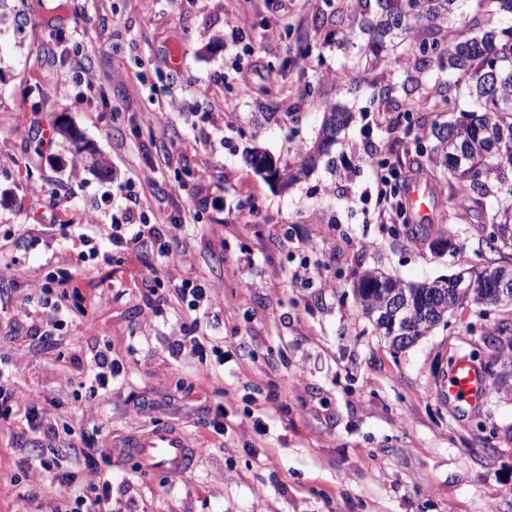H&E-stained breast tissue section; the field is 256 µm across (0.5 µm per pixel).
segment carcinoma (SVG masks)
<instances>
[{
  "instance_id": "cac0c4a2",
  "label": "carcinoma",
  "mask_w": 512,
  "mask_h": 512,
  "mask_svg": "<svg viewBox=\"0 0 512 512\" xmlns=\"http://www.w3.org/2000/svg\"><path fill=\"white\" fill-rule=\"evenodd\" d=\"M471 0H357L353 14L336 15V30L343 40L365 37L361 51L377 60L389 57L391 39L408 42L406 55L397 59L404 68L417 71L437 66L466 82L475 109L464 110L451 120L431 123L416 141L428 147L416 151L417 167L440 168L460 190L453 209L483 228L500 226V238H482L492 254L512 248V0H477V7L497 20L494 27L473 29L465 6ZM456 24L466 29L462 41L441 37L444 28ZM383 105L403 107L408 121L423 100L418 79L408 73L399 81L378 90ZM350 114L334 108L324 113L322 135L332 141L348 124ZM478 287L467 302L485 307H512V288L498 301L491 298L493 281L486 268H468ZM352 290L362 314L390 347H396L393 319L403 310L412 335H428L462 303L455 301L456 289L437 287V281L405 283L391 276L366 270L353 281Z\"/></svg>"
}]
</instances>
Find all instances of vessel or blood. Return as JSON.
Returning a JSON list of instances; mask_svg holds the SVG:
<instances>
[{
  "label": "vessel or blood",
  "mask_w": 512,
  "mask_h": 512,
  "mask_svg": "<svg viewBox=\"0 0 512 512\" xmlns=\"http://www.w3.org/2000/svg\"><path fill=\"white\" fill-rule=\"evenodd\" d=\"M404 205L415 224L426 227L437 221L433 196L422 189L420 178H413L403 197ZM490 387L476 366L469 360H458L448 374L450 399L476 406L489 397ZM119 447L137 459L144 470L165 472L177 477L185 473L195 449L189 448L186 432L169 423L153 426L125 435Z\"/></svg>",
  "instance_id": "b4317fda"
}]
</instances>
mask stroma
<instances>
[{"label":"stroma","instance_id":"35a3bbf8","mask_svg":"<svg viewBox=\"0 0 512 512\" xmlns=\"http://www.w3.org/2000/svg\"><path fill=\"white\" fill-rule=\"evenodd\" d=\"M346 3L0 6L26 15L23 31L0 29V259L15 268L0 279V369L60 428L31 435L21 407L0 422V512H52L54 500L29 492L80 470L74 451L92 430L111 451L114 512H512V361L485 341L512 310L465 306L401 351L358 313L355 274L432 281L480 263L486 248L476 225L446 212L439 175L427 178L439 208L427 238L379 222L373 169L409 163L415 140L372 98L400 65L368 67L318 23ZM61 38L104 76L84 97L53 91L56 78H76L56 57ZM334 105L351 120L299 180L284 188L254 171L256 150L299 167ZM62 123L105 168L74 156L54 133ZM44 131L55 139L40 156ZM131 193L146 200L150 227L135 251L125 244L138 233L125 222ZM174 217L184 226L166 257ZM303 265L310 278H294ZM67 275L71 288L38 303ZM184 279L205 283L216 307L160 300L161 283ZM186 327L223 359L172 357ZM101 354L123 371L96 393L87 377ZM463 356L492 389L474 408L448 399ZM220 408L221 435L207 426ZM166 420L200 449L179 477L144 473L114 445ZM40 456L51 470L28 469Z\"/></svg>","mask_w":512,"mask_h":512}]
</instances>
